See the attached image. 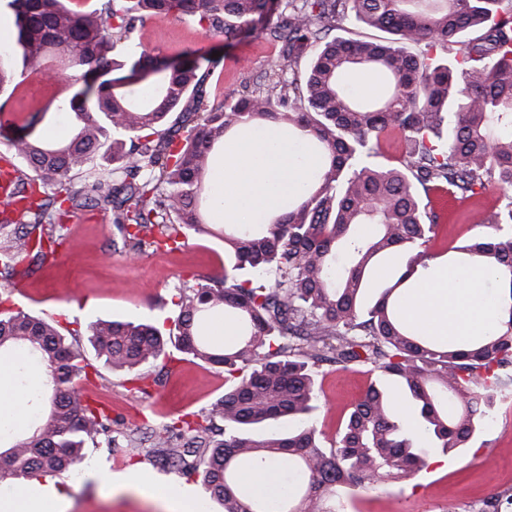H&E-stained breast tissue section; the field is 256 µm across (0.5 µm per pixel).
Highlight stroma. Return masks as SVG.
Segmentation results:
<instances>
[{"label": "stroma", "instance_id": "35a3bbf8", "mask_svg": "<svg viewBox=\"0 0 512 512\" xmlns=\"http://www.w3.org/2000/svg\"><path fill=\"white\" fill-rule=\"evenodd\" d=\"M135 40L174 61L187 51L203 63L215 60L206 85L213 99L243 83L262 80L278 52L274 43L261 36L227 42L174 18L148 21ZM81 86L79 71L70 67L65 55L58 54L26 69L9 98L8 110L23 120L39 114L36 133L65 129L68 116L56 112L54 105ZM496 200L490 194L480 201L437 203L438 236L430 252L488 234V227L480 223L479 210ZM65 226L63 244L35 263L24 291L8 295L0 290V299L8 298L10 305L63 323L78 321L83 332L98 319L163 322L173 313L176 288L213 274L224 257L222 242L212 237L189 238L186 247L175 252L149 250L130 257L113 248L116 230L108 213L97 208L70 213ZM152 369L162 372L163 383L149 401L127 391L121 373L105 366L86 392L131 429H156L172 417L208 410L224 392L223 373L193 361L167 365L158 361ZM372 378L366 366L347 372L322 368L314 424L324 440L334 439L351 403L363 395ZM430 460L431 467L410 482L358 490L345 499L344 512H479L490 496H512V393L501 400L472 448L448 457L434 454ZM79 470V475L66 474L56 480L67 493L65 512H164L137 489L118 490L103 480L104 475L129 470L154 483L186 487L201 498L207 495L199 477H186L163 463L129 458L102 447H88Z\"/></svg>", "mask_w": 512, "mask_h": 512}]
</instances>
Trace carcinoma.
<instances>
[{
  "mask_svg": "<svg viewBox=\"0 0 512 512\" xmlns=\"http://www.w3.org/2000/svg\"><path fill=\"white\" fill-rule=\"evenodd\" d=\"M14 16L22 67L58 51L84 86L58 105L62 138L36 136L38 116L10 138L12 167L0 211V282L6 286L63 237L62 217L97 207L128 253L182 248L193 235L224 242V272L177 289L169 327L98 320L87 342L143 396L162 385L147 365L178 352L224 372V393L195 417L149 435L122 429L84 399L94 365L77 329L23 310H0V357L21 350L38 366L36 423L0 434V483L59 477L88 445L159 455L198 475L223 512H339V491L411 480L429 465L415 424L442 455L477 440L512 388V6L504 0H0ZM173 16L233 41L253 33L280 44L265 80L211 102L213 67L137 50L138 26ZM388 34L333 37L343 20ZM426 51L415 54L413 44ZM306 58L304 71L298 62ZM385 80L377 99L352 91L358 73ZM23 72L0 62V95ZM288 131L317 162L288 211L265 224L205 221L200 201L215 149L251 126ZM397 138V163L381 161ZM112 156V167L99 158ZM81 179L84 187L72 191ZM496 188L482 213L493 233L451 246L508 287L503 316L480 336L447 342L405 320L408 280L436 255L430 194L456 201ZM236 329L217 345L206 321ZM324 364L369 366L376 376L350 407L331 446L312 423ZM280 465L277 497L255 496L239 474Z\"/></svg>",
  "mask_w": 512,
  "mask_h": 512,
  "instance_id": "cac0c4a2",
  "label": "carcinoma"
}]
</instances>
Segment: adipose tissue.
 Here are the masks:
<instances>
[{
	"label": "adipose tissue",
	"mask_w": 512,
	"mask_h": 512,
	"mask_svg": "<svg viewBox=\"0 0 512 512\" xmlns=\"http://www.w3.org/2000/svg\"><path fill=\"white\" fill-rule=\"evenodd\" d=\"M224 155L230 165H217L210 177L215 214L233 224H256L282 211L309 178L307 151L289 142L285 132L269 127L250 129L229 141ZM490 273L480 263L453 269L436 265L431 276L404 298L408 322L427 336L460 339L492 329L498 304L484 285ZM0 512H63L55 488L32 483L27 494H0Z\"/></svg>",
	"instance_id": "adipose-tissue-1"
}]
</instances>
